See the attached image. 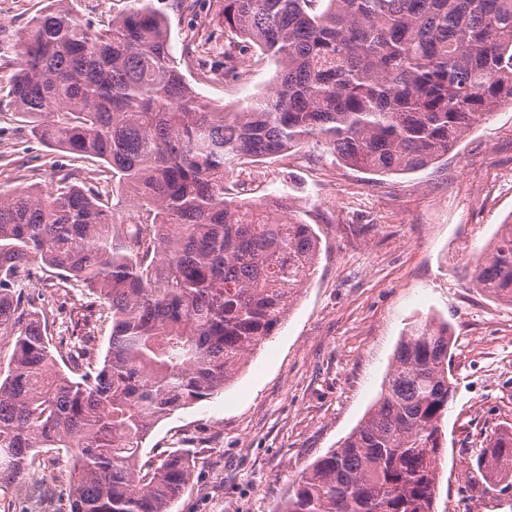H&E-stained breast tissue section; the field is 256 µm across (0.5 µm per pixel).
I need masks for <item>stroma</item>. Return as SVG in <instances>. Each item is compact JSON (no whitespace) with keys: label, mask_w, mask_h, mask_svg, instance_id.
<instances>
[{"label":"stroma","mask_w":512,"mask_h":512,"mask_svg":"<svg viewBox=\"0 0 512 512\" xmlns=\"http://www.w3.org/2000/svg\"><path fill=\"white\" fill-rule=\"evenodd\" d=\"M172 53L211 107L234 109L268 91L277 66L252 59L239 82L203 80L184 47L201 24L173 0H153ZM14 66L0 63V187L54 183L71 169L98 183L92 158L38 143L11 102ZM238 199L292 208L320 237L316 270L274 336L230 386L162 419L144 458L189 452L192 476L170 512H276L289 486L356 428L378 398L408 324L448 322L454 397L443 419L437 512H493L470 478L469 448L512 429V305L475 288L471 269L499 224L512 220V107L480 117L447 155L412 173L371 175L325 149L238 168ZM30 291L54 308L62 335L84 291L41 271Z\"/></svg>","instance_id":"stroma-1"}]
</instances>
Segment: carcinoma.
Here are the masks:
<instances>
[{"instance_id": "1", "label": "carcinoma", "mask_w": 512, "mask_h": 512, "mask_svg": "<svg viewBox=\"0 0 512 512\" xmlns=\"http://www.w3.org/2000/svg\"><path fill=\"white\" fill-rule=\"evenodd\" d=\"M47 0L22 33L0 24V57L22 60L9 90L40 143L105 164L112 194L63 178L50 191L0 189V488L69 466L70 512H169L189 456L142 461L162 418L203 401L284 323L319 251L312 225L224 184L230 170L314 142L372 173L421 169L477 116L512 104V0H220L233 40L191 38L200 73L243 79L254 51L278 65L263 96L212 112L172 57L152 0L93 30ZM106 306L103 363L89 315L52 344L49 310L28 288L33 262ZM512 304V223L472 269ZM448 324L410 326L387 386L360 424L316 459L277 512H436L448 378ZM482 498L512 491V432L476 451Z\"/></svg>"}]
</instances>
